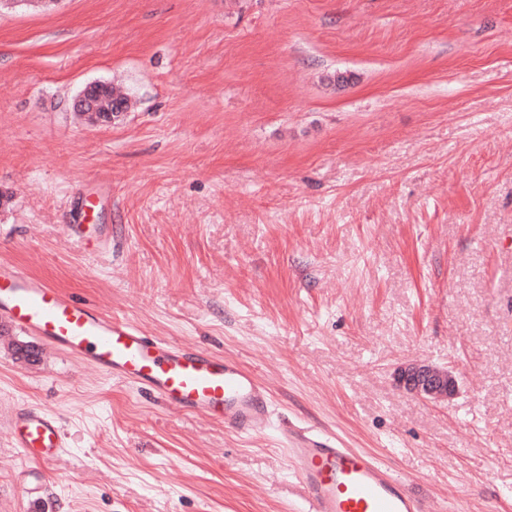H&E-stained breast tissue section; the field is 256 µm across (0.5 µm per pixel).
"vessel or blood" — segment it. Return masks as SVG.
Masks as SVG:
<instances>
[{
	"mask_svg": "<svg viewBox=\"0 0 512 512\" xmlns=\"http://www.w3.org/2000/svg\"><path fill=\"white\" fill-rule=\"evenodd\" d=\"M0 317L176 411L208 414L244 435L271 426L269 391L236 357L148 336L14 265L0 264ZM10 428L14 447L38 464H48L63 446L47 409L17 412ZM280 437L303 487L305 512H426L406 479L363 451L302 427Z\"/></svg>",
	"mask_w": 512,
	"mask_h": 512,
	"instance_id": "1",
	"label": "vessel or blood"
}]
</instances>
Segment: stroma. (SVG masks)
Here are the masks:
<instances>
[{
  "label": "stroma",
  "instance_id": "stroma-1",
  "mask_svg": "<svg viewBox=\"0 0 512 512\" xmlns=\"http://www.w3.org/2000/svg\"><path fill=\"white\" fill-rule=\"evenodd\" d=\"M99 80L129 107L93 125ZM0 193V263L238 358L274 423L175 412L0 318V512H303L291 423L432 507L512 512V0H10ZM410 360L458 395L399 388ZM24 406L60 420L49 465L12 445ZM112 93L117 98L127 97L114 89L110 83L94 82L85 87L75 102V110L92 124L110 122L120 117L127 110V102L112 104ZM400 387L428 403H447L458 387L452 371L430 365L407 363L396 369Z\"/></svg>",
  "mask_w": 512,
  "mask_h": 512
}]
</instances>
